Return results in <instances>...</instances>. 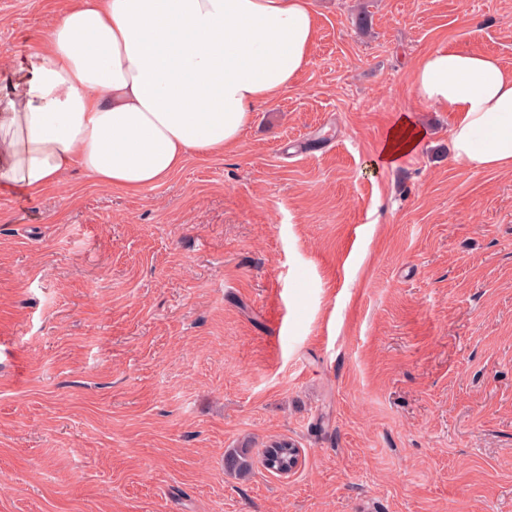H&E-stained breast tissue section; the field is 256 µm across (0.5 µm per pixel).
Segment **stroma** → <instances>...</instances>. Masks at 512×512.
I'll return each mask as SVG.
<instances>
[{
	"instance_id": "obj_1",
	"label": "stroma",
	"mask_w": 512,
	"mask_h": 512,
	"mask_svg": "<svg viewBox=\"0 0 512 512\" xmlns=\"http://www.w3.org/2000/svg\"><path fill=\"white\" fill-rule=\"evenodd\" d=\"M73 2L0 0L1 86ZM312 4L232 150L0 188V512H512V171L453 163L412 84L444 42L512 70V0ZM273 438L288 478L225 470ZM425 131L406 116L399 117L389 129L379 161L384 167L395 166L402 158L416 151ZM224 468L241 478H248L253 464L247 448H237L224 456Z\"/></svg>"
}]
</instances>
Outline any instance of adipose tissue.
Wrapping results in <instances>:
<instances>
[{
	"instance_id": "1",
	"label": "adipose tissue",
	"mask_w": 512,
	"mask_h": 512,
	"mask_svg": "<svg viewBox=\"0 0 512 512\" xmlns=\"http://www.w3.org/2000/svg\"><path fill=\"white\" fill-rule=\"evenodd\" d=\"M316 39L311 0H76L32 41L22 92L0 90V182L36 195L79 169L131 193L158 185L189 153L237 145ZM413 91L456 113L455 163L512 168V70L495 56L439 45L416 62ZM423 136L399 117L380 163Z\"/></svg>"
}]
</instances>
